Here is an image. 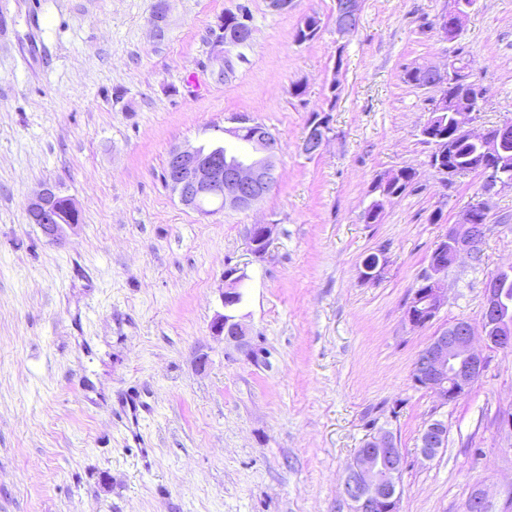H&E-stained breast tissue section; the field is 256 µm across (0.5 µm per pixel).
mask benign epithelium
I'll list each match as a JSON object with an SVG mask.
<instances>
[{
  "label": "benign epithelium",
  "mask_w": 512,
  "mask_h": 512,
  "mask_svg": "<svg viewBox=\"0 0 512 512\" xmlns=\"http://www.w3.org/2000/svg\"><path fill=\"white\" fill-rule=\"evenodd\" d=\"M464 14L460 8L439 18L437 30L440 37L452 41L459 35ZM360 0H336L335 29L340 37L353 33L359 25ZM219 46L230 50L246 35L242 23L226 16L220 24ZM455 135L485 145L481 160L475 170L482 177L478 202L482 203V218L474 210L466 208L461 222L448 227V235L435 247L427 268L419 275L407 309V318L414 327L431 323L446 301L444 278L448 268L463 256L479 254L485 238V222L488 211L486 199L506 187H512L507 177L503 160L498 152V137L489 131L474 132L469 129L471 113L455 115ZM236 126L224 130L231 138L247 145L245 154L232 163L224 161L219 147L176 146L168 154L167 182L181 204L203 214L208 210L201 203L218 197L224 209L246 211L260 201L277 181L276 162L282 153L280 139L261 123L245 117L235 119ZM329 124L317 118L307 123L300 150L308 156L320 154L327 142ZM59 193L49 183L41 185L30 198L28 208L43 213L42 233L58 242L65 227L55 216V201ZM249 237L251 251L261 254L270 244L272 225L255 224ZM246 274L234 277L227 274L229 284L221 296L223 313L216 315L211 329L216 336L233 342L243 351H248L246 327L238 315L242 303L241 282ZM481 337L485 346L501 350H512V295L498 286L491 278L485 289V305L480 330H475L468 321H459L439 330L430 342L417 354L412 368L414 383L431 391L446 405L466 394L485 368L483 350L476 345ZM421 453L432 458L430 450L444 447L442 422L433 420L424 428L421 437ZM403 459L393 435L380 432L369 437L357 450L354 463L344 480V495L353 503L354 512H400V477Z\"/></svg>",
  "instance_id": "benign-epithelium-1"
}]
</instances>
